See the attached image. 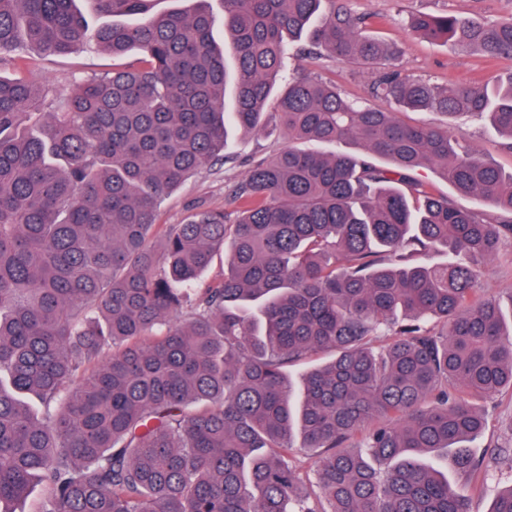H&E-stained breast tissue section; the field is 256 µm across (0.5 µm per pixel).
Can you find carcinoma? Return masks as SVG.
<instances>
[{
    "mask_svg": "<svg viewBox=\"0 0 512 512\" xmlns=\"http://www.w3.org/2000/svg\"><path fill=\"white\" fill-rule=\"evenodd\" d=\"M77 2L0 0V504L36 479L42 512H472L422 457L477 475L481 402L512 390V319L478 267L512 247V171L451 126L481 117L512 153V75L406 77L341 0H224L231 70L209 0H92L112 17L95 27ZM409 29L512 56V17L419 12ZM296 39L445 124L316 77L280 85ZM24 42L139 58L59 90L29 75ZM271 125L293 145L233 186L232 213L156 224L230 133ZM423 168L477 205L430 193ZM432 248L448 262L414 260ZM325 352L295 384L288 368ZM296 438L317 453L311 491Z\"/></svg>",
    "mask_w": 512,
    "mask_h": 512,
    "instance_id": "cac0c4a2",
    "label": "carcinoma"
}]
</instances>
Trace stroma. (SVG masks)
<instances>
[{"instance_id": "obj_1", "label": "stroma", "mask_w": 512, "mask_h": 512, "mask_svg": "<svg viewBox=\"0 0 512 512\" xmlns=\"http://www.w3.org/2000/svg\"><path fill=\"white\" fill-rule=\"evenodd\" d=\"M345 5L364 17L369 31L399 47L397 65L402 74L441 86L477 85L512 74V56L489 60L474 51L410 37L406 31L409 16L418 11L496 22L512 17V0H345ZM19 53L27 58L35 79L49 81L59 88L112 68L111 56L92 47L67 57H43L30 46L21 47ZM302 74L319 76L324 82L336 85L348 98L366 102L376 109L389 111L393 108L386 99L370 95L369 89L377 78L372 66L289 52L283 77ZM288 146V136L280 130L229 138L225 148L227 164H214L182 183L162 202L158 223H184L192 207L197 205L227 212L234 210L236 204L230 189L245 177L247 160L269 156ZM482 288L485 295L500 302L503 310L512 309V255L501 254L486 266ZM484 408L486 428L471 447L477 456L488 458L486 470L477 481L453 470L448 473L449 484L470 496L472 512H490L498 491L512 485V465L491 458L496 449L512 448V392L506 390L487 399Z\"/></svg>"}]
</instances>
